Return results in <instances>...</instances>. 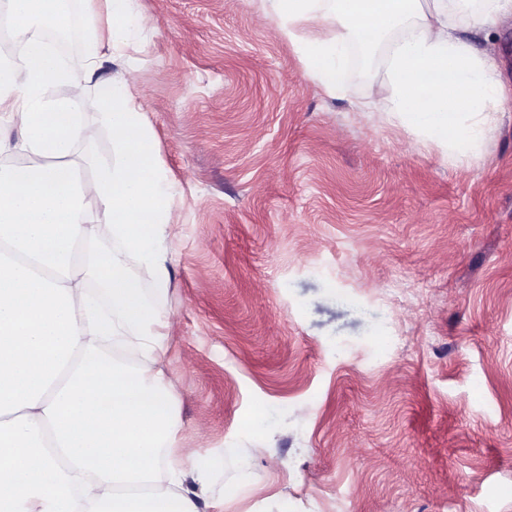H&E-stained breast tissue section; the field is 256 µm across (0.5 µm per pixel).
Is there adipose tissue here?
Listing matches in <instances>:
<instances>
[{
    "mask_svg": "<svg viewBox=\"0 0 512 512\" xmlns=\"http://www.w3.org/2000/svg\"><path fill=\"white\" fill-rule=\"evenodd\" d=\"M279 33L327 92L346 82L352 45L391 37L386 82L373 88L389 122L434 143L449 165L478 157L497 130L504 86L492 56L465 36L512 14V0H270ZM23 45L0 64V112L21 134L25 162L0 164V241L20 261L0 262V512H199L205 455L173 452L174 400L156 363L168 314L139 281L95 248L99 225L168 290L164 242L174 189L160 172L133 70L113 78L100 121L116 133L112 161L87 181L71 158L80 109L98 69L90 50L75 75L39 36L67 0H0ZM336 21L332 43L316 34ZM407 33L392 38V31ZM65 96L49 99V86ZM127 343L137 368L107 357Z\"/></svg>",
    "mask_w": 512,
    "mask_h": 512,
    "instance_id": "adipose-tissue-1",
    "label": "adipose tissue"
}]
</instances>
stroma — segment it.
<instances>
[{
    "mask_svg": "<svg viewBox=\"0 0 512 512\" xmlns=\"http://www.w3.org/2000/svg\"><path fill=\"white\" fill-rule=\"evenodd\" d=\"M134 6L97 75L135 65L176 188L168 292L99 245L175 316L161 368L176 447L214 460L201 512H512V95L452 167L376 112L384 47L332 95L267 0ZM468 37L512 85V18ZM101 110L88 92L84 179L113 156Z\"/></svg>",
    "mask_w": 512,
    "mask_h": 512,
    "instance_id": "35a3bbf8",
    "label": "stroma"
}]
</instances>
